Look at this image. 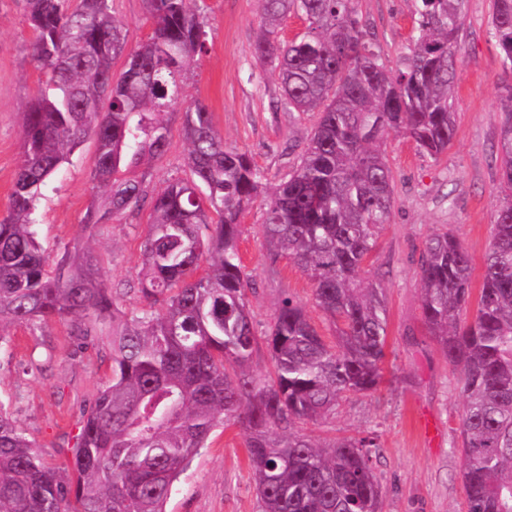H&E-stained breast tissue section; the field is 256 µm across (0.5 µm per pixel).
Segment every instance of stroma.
<instances>
[{"label":"stroma","instance_id":"stroma-1","mask_svg":"<svg viewBox=\"0 0 512 512\" xmlns=\"http://www.w3.org/2000/svg\"><path fill=\"white\" fill-rule=\"evenodd\" d=\"M208 51L188 75L185 102H203L226 147L247 153L271 183L287 179L313 132L316 113L288 110L278 76L253 56L260 25L258 0H202ZM378 48L400 67L413 34L412 0H360ZM114 16L127 30L128 49L150 34L143 0H112ZM492 0H469L463 57L455 76L457 132L439 160L421 156L402 136L384 144L393 176L394 207L363 278L386 287L388 337L385 383L380 393L353 394L320 424H299L320 442L374 433L375 462L383 487V512H465L459 434L462 398L459 373L423 326L417 258L427 237L448 228L468 250L473 281H480L491 241L498 199L500 88L506 79L488 35ZM32 31L25 0H0V217L9 204L21 163V114L34 96L39 70L32 61ZM182 113L168 117L164 152L144 164L145 190L154 194L188 177ZM96 145L86 140L42 189L35 230L50 261L78 244L99 255L106 287L124 289V310L139 308L136 293L150 208L141 205L109 223L86 229L90 205L105 195L92 172ZM263 205L254 202L241 217L239 252L254 284L248 294L257 335L272 324L283 297L305 309L326 338L335 327L316 306L308 278L288 259L270 263L261 232ZM0 343V408L38 448L44 463L64 466L72 456L79 420L95 394L112 379L111 320L93 326L78 345L71 319L13 323ZM439 430L429 439L422 418ZM241 423L230 419L211 434L208 446L175 482L166 512H259L253 471Z\"/></svg>","mask_w":512,"mask_h":512}]
</instances>
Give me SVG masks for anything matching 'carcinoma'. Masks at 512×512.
I'll use <instances>...</instances> for the list:
<instances>
[{
    "instance_id": "carcinoma-1",
    "label": "carcinoma",
    "mask_w": 512,
    "mask_h": 512,
    "mask_svg": "<svg viewBox=\"0 0 512 512\" xmlns=\"http://www.w3.org/2000/svg\"><path fill=\"white\" fill-rule=\"evenodd\" d=\"M143 2L152 32L116 79L127 31L112 0H26L44 80L23 113L22 160L0 218V325L110 317L112 381L59 471L0 411V512H165L174 483L231 417L247 431L261 512H381L378 437L321 444L294 424L323 420L347 394H373L384 382L385 286L360 279L394 204L381 144L401 135L434 161L452 147L467 0H413L416 35L397 70L371 41L359 0H259L256 57L277 72L289 110L317 113L299 165L266 197L261 231L271 260L294 262L336 328L326 341L284 298L264 336L274 368L264 381L247 370L259 342L238 240L267 177L247 153L224 147L203 103L183 112L190 176L150 200L137 288L145 306L123 311L90 251L65 252L69 274L51 276L33 231L41 188L88 137L93 181L108 190L112 216L145 201L144 178L119 172L163 153L166 116L207 52V32L197 0ZM290 15L306 27L284 41ZM489 35L511 74L512 0H493ZM503 94L501 195L477 298L471 257L451 232H433L418 258L427 333L460 372L466 512H512L511 82ZM203 261L205 273L193 277Z\"/></svg>"
}]
</instances>
